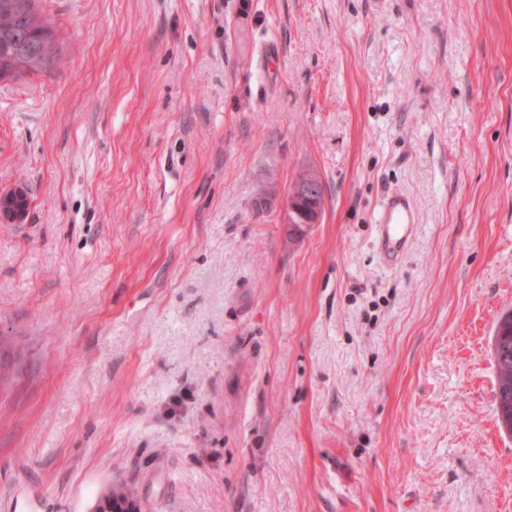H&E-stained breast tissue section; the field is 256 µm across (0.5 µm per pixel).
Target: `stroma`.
<instances>
[{
  "label": "stroma",
  "mask_w": 512,
  "mask_h": 512,
  "mask_svg": "<svg viewBox=\"0 0 512 512\" xmlns=\"http://www.w3.org/2000/svg\"><path fill=\"white\" fill-rule=\"evenodd\" d=\"M40 5L59 61L0 81V512H512V0ZM322 182L320 176L314 171H307L304 173V177L301 178L295 189L293 195L287 197L281 202V207L285 215L284 224H293L290 220V215L298 214L299 207L296 205L295 200L308 201L313 203L320 195ZM298 227L299 224H293ZM30 198L23 188L0 193V220L21 223L28 214ZM416 223L415 209L409 197L402 192L387 194L375 216L381 254L390 260L404 254ZM506 322H503L499 328V343L500 347L502 348L504 358L501 363L496 364L498 384H502L505 379H507L510 383L512 382V320L510 323V328L504 330L503 328ZM136 497L124 489L112 490L99 498L95 512H143Z\"/></svg>",
  "instance_id": "obj_1"
}]
</instances>
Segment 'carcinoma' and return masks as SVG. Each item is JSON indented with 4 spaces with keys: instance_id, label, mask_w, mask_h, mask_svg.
Returning a JSON list of instances; mask_svg holds the SVG:
<instances>
[{
    "instance_id": "carcinoma-1",
    "label": "carcinoma",
    "mask_w": 512,
    "mask_h": 512,
    "mask_svg": "<svg viewBox=\"0 0 512 512\" xmlns=\"http://www.w3.org/2000/svg\"><path fill=\"white\" fill-rule=\"evenodd\" d=\"M40 0H0V80L18 79L52 66L58 55L55 33L41 17ZM503 361L497 382H512V327L499 329Z\"/></svg>"
}]
</instances>
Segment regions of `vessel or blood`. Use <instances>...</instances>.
<instances>
[{
    "label": "vessel or blood",
    "mask_w": 512,
    "mask_h": 512,
    "mask_svg": "<svg viewBox=\"0 0 512 512\" xmlns=\"http://www.w3.org/2000/svg\"><path fill=\"white\" fill-rule=\"evenodd\" d=\"M379 227L381 254L391 260L404 254L416 224V213L409 197L401 192L387 194L375 216Z\"/></svg>",
    "instance_id": "obj_1"
}]
</instances>
